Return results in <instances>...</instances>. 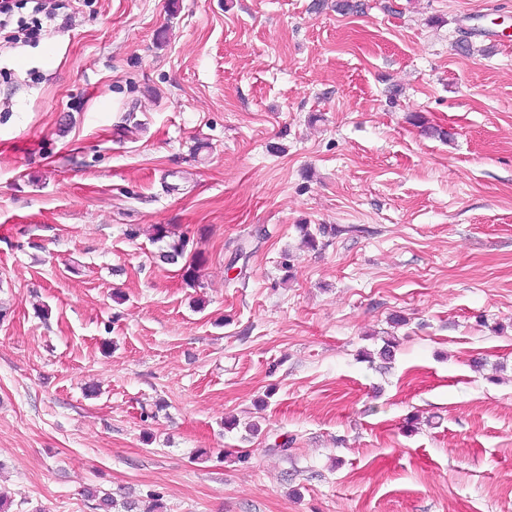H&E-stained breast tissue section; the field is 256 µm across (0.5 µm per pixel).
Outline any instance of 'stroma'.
Masks as SVG:
<instances>
[{
  "mask_svg": "<svg viewBox=\"0 0 512 512\" xmlns=\"http://www.w3.org/2000/svg\"><path fill=\"white\" fill-rule=\"evenodd\" d=\"M66 2L0 42L10 512H512V0ZM166 238H172L171 233L166 225L156 224L154 225V240L156 242H162ZM187 238L180 236L178 239H173L170 242H166L165 248H162L159 257L164 263L167 264H178L185 258L187 250ZM152 503L143 506L140 500L124 497L123 500H117L110 494H104L98 497L96 509L101 512H163V506L159 503V496H151Z\"/></svg>",
  "mask_w": 512,
  "mask_h": 512,
  "instance_id": "obj_1",
  "label": "stroma"
}]
</instances>
